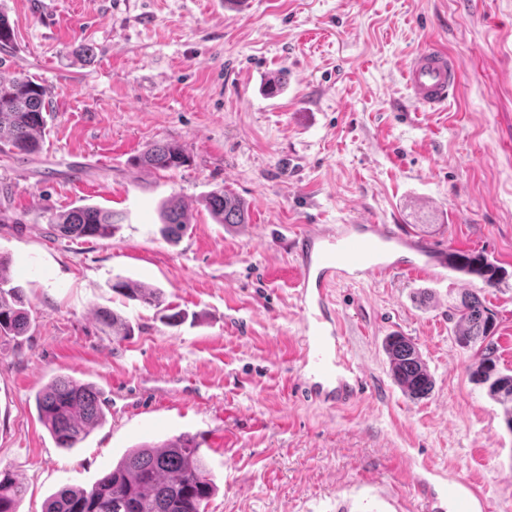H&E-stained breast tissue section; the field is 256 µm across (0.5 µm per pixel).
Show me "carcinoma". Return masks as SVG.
<instances>
[{
	"instance_id": "cac0c4a2",
	"label": "carcinoma",
	"mask_w": 512,
	"mask_h": 512,
	"mask_svg": "<svg viewBox=\"0 0 512 512\" xmlns=\"http://www.w3.org/2000/svg\"><path fill=\"white\" fill-rule=\"evenodd\" d=\"M46 89L25 75L0 79V141L20 154L37 152L45 127ZM189 157L172 143L155 144L135 158L147 170H177ZM203 206L218 224H246L243 201L232 191H211ZM162 238L180 241L188 219L185 205L177 196L166 199L159 209ZM118 228L116 214L97 205H81L56 213L49 220L50 234L70 239L109 238ZM448 269L480 278L488 288L502 281L499 269L483 258L452 252ZM110 288L130 300L157 310L160 319L172 326L185 319L184 312L164 304L158 292L144 284L117 279ZM458 316L455 340L474 351L470 379L486 388L488 396L503 409L504 422L512 432V374L497 368L492 337L496 315L476 291L461 293L453 305ZM99 321L115 337L129 335L125 320L116 312L101 311ZM30 318L23 287L0 269V339L15 340L28 333ZM387 354L394 380L411 399L427 397L434 382L414 343L400 334L386 338ZM40 421L57 447L72 449L84 441L104 418L100 389L91 382L57 377L36 396ZM216 490L206 469L200 443L188 433L160 444H142L103 472L89 489L62 488L46 504L45 512H204ZM25 489L8 472L0 471V512H19Z\"/></svg>"
}]
</instances>
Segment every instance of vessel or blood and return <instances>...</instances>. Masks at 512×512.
<instances>
[{
	"label": "vessel or blood",
	"instance_id": "1",
	"mask_svg": "<svg viewBox=\"0 0 512 512\" xmlns=\"http://www.w3.org/2000/svg\"><path fill=\"white\" fill-rule=\"evenodd\" d=\"M462 68L458 59L441 48L414 54L405 71L412 101L421 107L446 105L457 91ZM299 258L295 290L301 312L303 342L297 357L298 385L312 401L338 407L356 400L362 390L359 367L347 357L331 290L340 281L356 277H386L398 271L393 256L416 255L410 271L445 279L446 255L435 246L408 238L394 224L355 221L300 234L290 242ZM471 497L453 487L435 499V512H472Z\"/></svg>",
	"mask_w": 512,
	"mask_h": 512
}]
</instances>
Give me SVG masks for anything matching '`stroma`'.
<instances>
[{
	"label": "stroma",
	"instance_id": "1",
	"mask_svg": "<svg viewBox=\"0 0 512 512\" xmlns=\"http://www.w3.org/2000/svg\"><path fill=\"white\" fill-rule=\"evenodd\" d=\"M14 40L0 77L43 85L42 148L0 145V255L23 287L27 335L0 344V468L43 512L88 488L135 447L195 435L217 490L205 512H325L372 497L431 512L420 489L463 482L485 512H512V432L468 374L451 304L482 289L497 314L499 368L512 369V0H0ZM441 47L462 79L442 109L414 106L413 54ZM286 72L278 96L267 80ZM156 142L190 156L174 171L134 167ZM225 187L248 223H215L201 200ZM189 206L179 243L159 233L170 196ZM97 204L109 239L54 238L53 213ZM353 218L395 224L449 252L486 255L500 287L403 272L338 285L348 358L364 376L353 404L302 400L292 359L303 335L293 235ZM158 288L188 314L176 327L112 292ZM117 311L132 329L97 320ZM399 333L434 381L413 400L383 351ZM96 383L106 420L56 446L36 396L52 379Z\"/></svg>",
	"mask_w": 512,
	"mask_h": 512
}]
</instances>
